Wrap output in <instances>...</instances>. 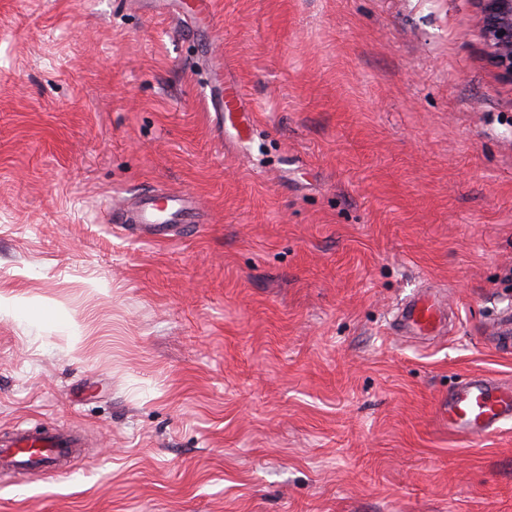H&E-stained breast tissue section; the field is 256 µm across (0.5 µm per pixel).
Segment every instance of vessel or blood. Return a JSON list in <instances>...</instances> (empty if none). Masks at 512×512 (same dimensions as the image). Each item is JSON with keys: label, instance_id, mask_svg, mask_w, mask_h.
<instances>
[{"label": "vessel or blood", "instance_id": "obj_1", "mask_svg": "<svg viewBox=\"0 0 512 512\" xmlns=\"http://www.w3.org/2000/svg\"><path fill=\"white\" fill-rule=\"evenodd\" d=\"M218 110L222 123L229 113H236L241 124L235 127L234 136L239 139L246 135L245 125L252 114L240 96H224ZM198 211L197 204L184 194L149 191L130 206L114 207L112 219L135 227L143 238L164 242L170 240L174 226L197 223ZM396 320L403 332L432 336L446 326L448 317L436 295L428 293L410 298L398 309ZM445 410L449 433L468 440L494 436L512 424V384L482 374L472 375L449 393ZM81 445L78 436L51 425L0 432V469L46 470L57 466Z\"/></svg>", "mask_w": 512, "mask_h": 512}]
</instances>
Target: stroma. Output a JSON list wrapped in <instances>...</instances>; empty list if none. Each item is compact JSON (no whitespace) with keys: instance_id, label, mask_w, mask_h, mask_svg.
I'll return each mask as SVG.
<instances>
[{"instance_id":"stroma-1","label":"stroma","mask_w":512,"mask_h":512,"mask_svg":"<svg viewBox=\"0 0 512 512\" xmlns=\"http://www.w3.org/2000/svg\"><path fill=\"white\" fill-rule=\"evenodd\" d=\"M213 2L206 32L0 0V431L88 440L67 475H0V512H512V428L443 411L512 381V85L473 0ZM153 186L199 224L106 221ZM424 289L452 334L394 331ZM223 112H226L225 114ZM238 112V113H231ZM235 116L241 120V122L249 123L252 118V113L248 111L244 100L238 95H223L222 102L218 106V112H216V118L219 120L221 126L224 128L226 121L229 120L232 129L234 130V138L241 139L248 132L249 124L245 127L234 126L231 120L232 116ZM448 432L482 440L512 424V384L475 374L448 394Z\"/></svg>"}]
</instances>
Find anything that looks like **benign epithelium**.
Here are the masks:
<instances>
[{
  "label": "benign epithelium",
  "instance_id": "1",
  "mask_svg": "<svg viewBox=\"0 0 512 512\" xmlns=\"http://www.w3.org/2000/svg\"><path fill=\"white\" fill-rule=\"evenodd\" d=\"M490 64L512 84V0H474Z\"/></svg>",
  "mask_w": 512,
  "mask_h": 512
}]
</instances>
